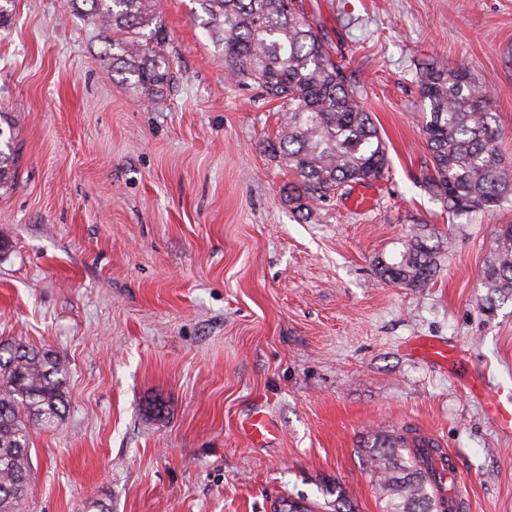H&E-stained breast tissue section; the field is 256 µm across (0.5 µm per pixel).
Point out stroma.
<instances>
[{
  "instance_id": "stroma-1",
  "label": "stroma",
  "mask_w": 512,
  "mask_h": 512,
  "mask_svg": "<svg viewBox=\"0 0 512 512\" xmlns=\"http://www.w3.org/2000/svg\"><path fill=\"white\" fill-rule=\"evenodd\" d=\"M388 149L376 197L301 219L268 149L285 113L230 82L197 0H159L177 81L146 102L71 0H15L0 25V117L19 148L0 187V341L69 369L56 429L32 428L23 512H274L303 499L382 512L369 445L410 430L463 473V512H512V300L483 271L512 206L448 216L419 73L464 66L512 162V0H303ZM445 243L422 288L375 261L413 233ZM455 351L442 369L408 343ZM161 401L154 415L148 403ZM275 429L254 444L241 424ZM485 412L495 422L497 427L505 433H512V399L504 403L500 399L484 403Z\"/></svg>"
}]
</instances>
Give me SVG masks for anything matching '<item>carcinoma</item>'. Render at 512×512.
Segmentation results:
<instances>
[{
	"label": "carcinoma",
	"instance_id": "1",
	"mask_svg": "<svg viewBox=\"0 0 512 512\" xmlns=\"http://www.w3.org/2000/svg\"><path fill=\"white\" fill-rule=\"evenodd\" d=\"M224 73L288 101L276 142L299 182L288 192L298 212L333 198L352 183L382 178L388 151L358 90L346 79L298 0H198ZM104 41V56L134 93L155 98L176 83L161 47L158 0H72ZM429 103L424 132L432 170L426 194L451 216L512 204V164L498 151L500 131L486 96L462 67L421 73ZM16 147L0 128V185L14 172ZM439 245L424 233L376 261L386 283L422 288L435 276ZM489 300L512 299V224L499 231L485 267ZM66 365L49 349L0 342V512H20L29 480L30 427L53 428L66 409ZM371 467L385 491V512H454L433 486L452 470L432 441L397 434L373 445Z\"/></svg>",
	"mask_w": 512,
	"mask_h": 512
}]
</instances>
